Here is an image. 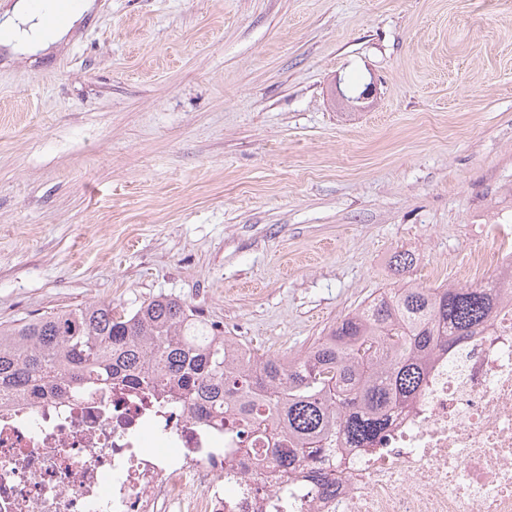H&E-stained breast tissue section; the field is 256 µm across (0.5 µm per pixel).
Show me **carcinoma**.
<instances>
[{
	"mask_svg": "<svg viewBox=\"0 0 512 512\" xmlns=\"http://www.w3.org/2000/svg\"><path fill=\"white\" fill-rule=\"evenodd\" d=\"M417 262L410 250L394 253L401 287L368 298L288 358L219 334L200 310L166 294L130 311L97 302L0 324V397L157 387L172 402L189 398L206 416H224L242 456L265 443L275 481L308 466L330 437L372 447L392 409L413 405L438 354L491 326L512 297L511 272L423 287L409 277Z\"/></svg>",
	"mask_w": 512,
	"mask_h": 512,
	"instance_id": "cac0c4a2",
	"label": "carcinoma"
}]
</instances>
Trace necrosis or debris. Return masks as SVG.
<instances>
[{
    "label": "necrosis or debris",
    "instance_id": "1",
    "mask_svg": "<svg viewBox=\"0 0 512 512\" xmlns=\"http://www.w3.org/2000/svg\"><path fill=\"white\" fill-rule=\"evenodd\" d=\"M224 439L192 401L142 387L5 399L0 512H512V303L433 363L381 445L319 455L334 486L268 485V456L243 467Z\"/></svg>",
    "mask_w": 512,
    "mask_h": 512
}]
</instances>
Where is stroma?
<instances>
[{"instance_id":"obj_1","label":"stroma","mask_w":512,"mask_h":512,"mask_svg":"<svg viewBox=\"0 0 512 512\" xmlns=\"http://www.w3.org/2000/svg\"><path fill=\"white\" fill-rule=\"evenodd\" d=\"M510 237L512 0H96L0 53L2 324L163 293L291 357L396 251L476 283Z\"/></svg>"}]
</instances>
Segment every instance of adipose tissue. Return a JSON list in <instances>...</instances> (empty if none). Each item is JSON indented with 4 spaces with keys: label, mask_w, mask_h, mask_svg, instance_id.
<instances>
[{
    "label": "adipose tissue",
    "mask_w": 512,
    "mask_h": 512,
    "mask_svg": "<svg viewBox=\"0 0 512 512\" xmlns=\"http://www.w3.org/2000/svg\"><path fill=\"white\" fill-rule=\"evenodd\" d=\"M56 0H45L43 9H36L31 0H14L10 9L0 16V49L6 55L33 53L49 49L68 40L84 16L94 8V0H80L72 8L66 24L49 27L43 22V10L55 8Z\"/></svg>",
    "instance_id": "1"
}]
</instances>
